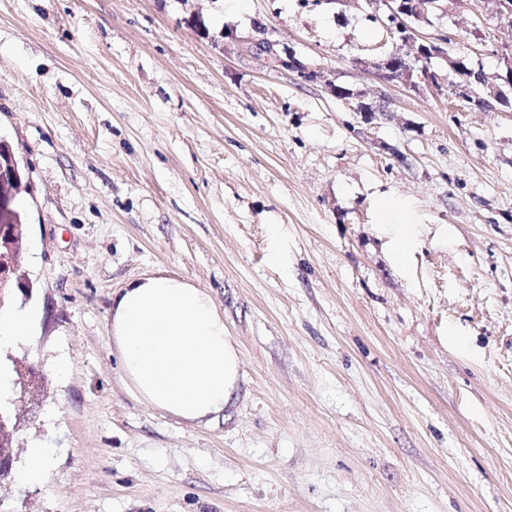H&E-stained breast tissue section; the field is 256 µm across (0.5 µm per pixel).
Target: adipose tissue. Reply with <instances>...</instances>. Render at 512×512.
I'll return each instance as SVG.
<instances>
[{
  "instance_id": "ef3b65f1",
  "label": "adipose tissue",
  "mask_w": 512,
  "mask_h": 512,
  "mask_svg": "<svg viewBox=\"0 0 512 512\" xmlns=\"http://www.w3.org/2000/svg\"><path fill=\"white\" fill-rule=\"evenodd\" d=\"M112 344L139 402L193 424L218 417L236 393L241 359L212 296L157 273L112 297Z\"/></svg>"
}]
</instances>
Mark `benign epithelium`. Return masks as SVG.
I'll return each instance as SVG.
<instances>
[{"label":"benign epithelium","mask_w":512,"mask_h":512,"mask_svg":"<svg viewBox=\"0 0 512 512\" xmlns=\"http://www.w3.org/2000/svg\"><path fill=\"white\" fill-rule=\"evenodd\" d=\"M372 6L371 18L383 24L389 36L396 41L413 48V54L403 56L392 53L379 59H359L357 64L373 72L385 84L397 83L410 90L441 89L437 75L431 68L432 60L442 59L448 63L451 71L458 69L459 58L448 55V38L440 37L434 41L420 38V29L431 24V10L445 15L452 13L458 0H434L427 7L420 0L411 3L405 0H365ZM263 51L274 56L275 63L283 68L295 70L301 75L307 71L295 57L293 50L285 56L274 51V44L265 40L260 42ZM496 57L501 85L493 88V98L500 104L509 102L512 93V31L501 39L496 46ZM365 91H349L340 99L350 104V109L366 115L372 113L369 104L364 102ZM25 187L23 173L15 157L6 164L0 163V229L8 230L0 240V305L8 286L16 283L22 287V296L28 297V279L21 263V254L27 235L26 225L22 224L14 203ZM14 378L12 398L0 404V483L7 479L15 462L14 437L19 430L23 412L19 405L32 403L46 390V375L25 359L13 360Z\"/></svg>","instance_id":"1"}]
</instances>
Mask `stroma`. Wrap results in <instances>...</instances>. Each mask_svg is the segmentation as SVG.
<instances>
[{"mask_svg":"<svg viewBox=\"0 0 512 512\" xmlns=\"http://www.w3.org/2000/svg\"><path fill=\"white\" fill-rule=\"evenodd\" d=\"M511 29L464 0L421 34L492 79ZM395 48L363 0H0L36 314L0 378L47 374L14 468L51 451L13 512H512V112L460 108L441 60V92L388 87L370 119L337 100L375 102L357 61ZM158 272L240 352L212 423L122 381L112 295Z\"/></svg>","mask_w":512,"mask_h":512,"instance_id":"1","label":"stroma"}]
</instances>
